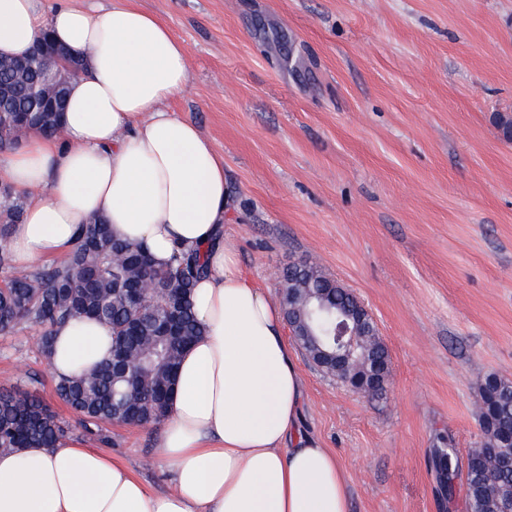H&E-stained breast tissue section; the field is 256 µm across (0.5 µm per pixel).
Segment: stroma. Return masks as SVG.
<instances>
[{
  "instance_id": "stroma-1",
  "label": "stroma",
  "mask_w": 512,
  "mask_h": 512,
  "mask_svg": "<svg viewBox=\"0 0 512 512\" xmlns=\"http://www.w3.org/2000/svg\"><path fill=\"white\" fill-rule=\"evenodd\" d=\"M187 48L171 103L224 157V232L275 299L309 262L372 313L390 357L360 395L294 346L303 431L334 452L350 512H466L442 496L439 436L483 438L477 384L512 381V0H130ZM40 329L0 335V387L36 394L71 434L168 489L160 430L83 433Z\"/></svg>"
}]
</instances>
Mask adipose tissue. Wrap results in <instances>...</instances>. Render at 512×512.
Segmentation results:
<instances>
[{"mask_svg":"<svg viewBox=\"0 0 512 512\" xmlns=\"http://www.w3.org/2000/svg\"><path fill=\"white\" fill-rule=\"evenodd\" d=\"M81 57L60 132L28 134L0 154V184L26 196L9 243L27 272L66 257L79 227L104 218L156 265L199 256L193 304L205 334L183 355L160 459L158 493L122 461L76 439L0 453V512H349L343 469L299 427L303 378L277 301L243 276L224 233V158L169 103L188 84L169 27L131 5L95 13L76 0H0V55L43 32ZM52 378L92 369L112 331L87 318L53 330Z\"/></svg>","mask_w":512,"mask_h":512,"instance_id":"ef3b65f1","label":"adipose tissue"}]
</instances>
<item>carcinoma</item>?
<instances>
[{
  "label": "carcinoma",
  "instance_id": "1",
  "mask_svg": "<svg viewBox=\"0 0 512 512\" xmlns=\"http://www.w3.org/2000/svg\"><path fill=\"white\" fill-rule=\"evenodd\" d=\"M36 76L66 86L74 73L57 70L49 56L34 60L33 70L18 72L0 56V86L13 93L15 109L31 112L27 124L0 114V152L13 148L28 131L53 135L59 130V113L34 111L37 102L29 87ZM25 205V198L11 188L0 189V333H11L24 323L40 326L38 346L45 357L54 325L82 316L101 321L112 330L113 358L85 376L60 380L57 395L87 432L112 423L160 424L181 355L203 335L190 302L194 282L205 273L203 263L188 256L174 268H156L143 247L114 238L109 225L93 218L79 230L63 262L20 273L11 265L9 241ZM283 280L287 289L314 291L322 299L324 310L298 333L300 345L316 361L321 350L334 348L330 331L336 308L354 309L352 294L316 266L301 262L289 267ZM142 281L163 297V304L131 303L127 289ZM167 321L173 322V334L161 336L160 327ZM479 394L481 402L491 405L492 415H482L483 440L466 459L465 507L467 512H507L512 507V459L495 457L494 448L498 426H512V382L488 377ZM66 434L40 398L0 390V452L53 448ZM432 464L442 475L448 499H453L460 471L453 449H434Z\"/></svg>",
  "mask_w": 512,
  "mask_h": 512
}]
</instances>
